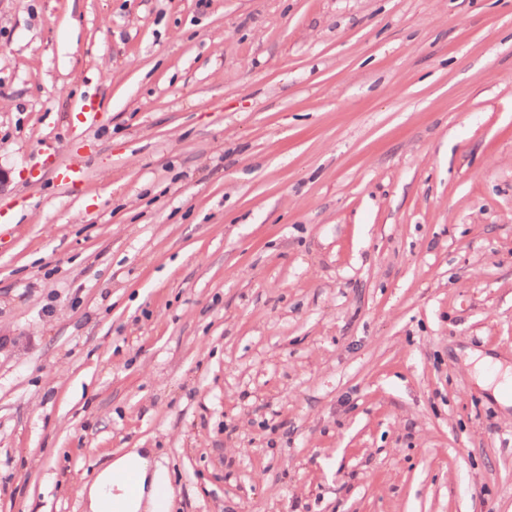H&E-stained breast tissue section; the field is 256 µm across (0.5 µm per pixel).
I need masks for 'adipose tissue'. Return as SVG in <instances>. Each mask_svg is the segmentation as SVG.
Segmentation results:
<instances>
[{
  "label": "adipose tissue",
  "mask_w": 512,
  "mask_h": 512,
  "mask_svg": "<svg viewBox=\"0 0 512 512\" xmlns=\"http://www.w3.org/2000/svg\"><path fill=\"white\" fill-rule=\"evenodd\" d=\"M129 472L136 478V490L132 493L121 480ZM167 482L165 471L149 452L131 448L84 484L81 493L87 498L88 512H158V491Z\"/></svg>",
  "instance_id": "ef3b65f1"
}]
</instances>
